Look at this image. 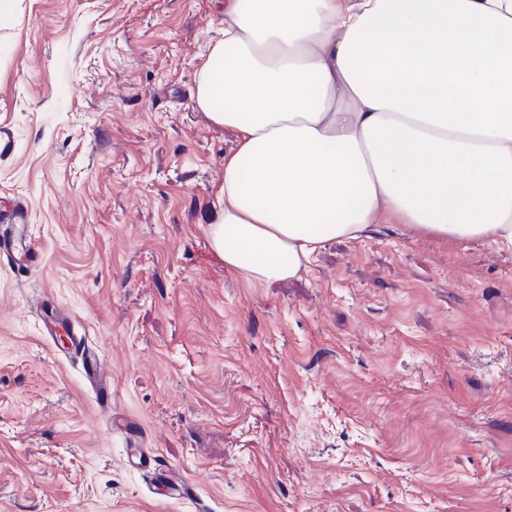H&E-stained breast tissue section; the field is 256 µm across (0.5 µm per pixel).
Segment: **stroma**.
Here are the masks:
<instances>
[{
	"mask_svg": "<svg viewBox=\"0 0 512 512\" xmlns=\"http://www.w3.org/2000/svg\"><path fill=\"white\" fill-rule=\"evenodd\" d=\"M222 26L215 0L0 19V209L28 214L0 223V512H512V251L388 219L295 278L225 267L233 137L193 103ZM84 334H78L77 330L71 329V335L67 336L68 343H70V348L75 352H80L83 357V366L86 374V379L88 382L96 388L97 392L101 389H104L108 386V384L103 379V376L100 372L99 365V356L92 350H89L86 347V336ZM89 370H87L86 366Z\"/></svg>",
	"mask_w": 512,
	"mask_h": 512,
	"instance_id": "35a3bbf8",
	"label": "stroma"
}]
</instances>
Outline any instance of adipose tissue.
<instances>
[{
	"instance_id": "ef3b65f1",
	"label": "adipose tissue",
	"mask_w": 512,
	"mask_h": 512,
	"mask_svg": "<svg viewBox=\"0 0 512 512\" xmlns=\"http://www.w3.org/2000/svg\"><path fill=\"white\" fill-rule=\"evenodd\" d=\"M194 103L235 135L208 227L251 284L381 215L512 250V0H220Z\"/></svg>"
}]
</instances>
